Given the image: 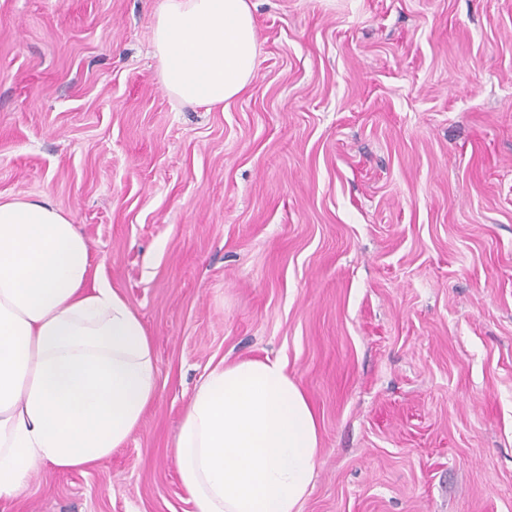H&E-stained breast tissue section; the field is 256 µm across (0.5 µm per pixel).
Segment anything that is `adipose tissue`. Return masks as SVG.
I'll use <instances>...</instances> for the list:
<instances>
[{"instance_id": "adipose-tissue-1", "label": "adipose tissue", "mask_w": 512, "mask_h": 512, "mask_svg": "<svg viewBox=\"0 0 512 512\" xmlns=\"http://www.w3.org/2000/svg\"><path fill=\"white\" fill-rule=\"evenodd\" d=\"M257 44L247 0H162L153 24L163 87L182 103L243 95ZM90 271L89 243L65 211L0 197V500L44 463L107 458L155 400L151 337ZM319 453L309 399L268 357L215 364L174 440L194 512H301Z\"/></svg>"}]
</instances>
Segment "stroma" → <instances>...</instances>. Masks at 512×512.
Segmentation results:
<instances>
[{"label":"stroma","mask_w":512,"mask_h":512,"mask_svg":"<svg viewBox=\"0 0 512 512\" xmlns=\"http://www.w3.org/2000/svg\"><path fill=\"white\" fill-rule=\"evenodd\" d=\"M161 2L0 0V195L70 214L158 371L0 512H193L190 396L266 356L319 423L301 512H512V0H251L222 109L165 91Z\"/></svg>","instance_id":"obj_1"}]
</instances>
